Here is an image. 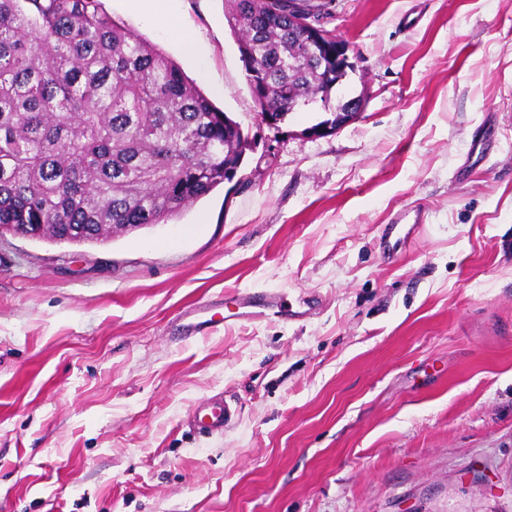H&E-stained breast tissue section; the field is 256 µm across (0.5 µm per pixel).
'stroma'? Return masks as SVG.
<instances>
[{"label": "stroma", "instance_id": "35a3bbf8", "mask_svg": "<svg viewBox=\"0 0 512 512\" xmlns=\"http://www.w3.org/2000/svg\"><path fill=\"white\" fill-rule=\"evenodd\" d=\"M102 4L252 147L168 223L0 235V512H512V0H334L366 102L322 137L262 124L225 0H174L192 53ZM270 290L315 307L185 338ZM209 313L208 305L200 303L185 314L186 318L191 319L185 325L188 336H196V334L213 331L217 325L223 323L222 319L216 321L214 315L209 316ZM233 410L231 405L222 397L204 399L194 410L192 419L194 425L207 434H220L224 426L231 420Z\"/></svg>", "mask_w": 512, "mask_h": 512}]
</instances>
